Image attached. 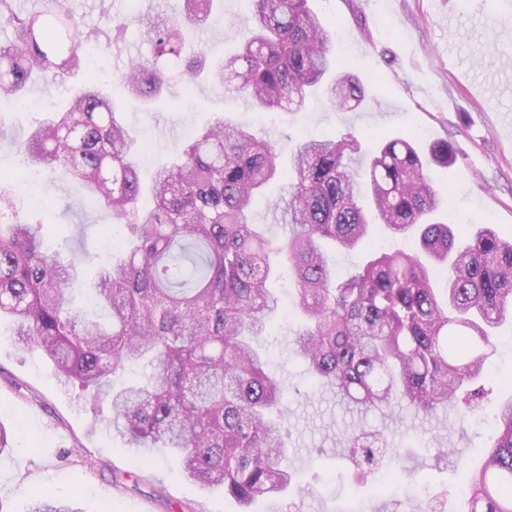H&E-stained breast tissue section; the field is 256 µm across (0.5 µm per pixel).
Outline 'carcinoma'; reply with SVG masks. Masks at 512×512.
<instances>
[{
	"mask_svg": "<svg viewBox=\"0 0 512 512\" xmlns=\"http://www.w3.org/2000/svg\"><path fill=\"white\" fill-rule=\"evenodd\" d=\"M38 2L23 11L0 0V98L19 105L35 78L65 82L99 42L64 0ZM249 2L251 37L208 68L203 52L188 57L184 30L207 23L220 3L185 0L183 20L150 27L151 60H131L124 87L152 102L169 86V66L183 62L185 82L206 71L261 112H298L317 91L338 112L363 103V84L336 56L309 0ZM105 86L88 78L15 149L30 166L81 181L87 198L120 220V257L99 266L92 288L107 320L75 304L70 285L81 262L45 252L46 223L17 217L2 190L0 317L13 319L17 343L40 350L63 381L109 405L127 445L145 456L168 450L188 479L223 488L242 512L288 492L284 384L254 346L279 311L271 288L279 268L303 319L293 353L348 410L396 405L432 415L451 407L464 420L478 407L492 333L512 317V237L492 225L461 235L436 220L445 198L431 169L455 163L450 142L424 154L411 132H350L285 152L218 118L176 144L145 188L135 142ZM364 154L367 163L355 164ZM273 181L286 182L269 203L286 225L281 238L253 219L254 201ZM375 224L416 235L417 250L376 253L336 275L324 244L360 249ZM131 361L146 364L145 380L114 388ZM493 415L492 444L455 460L468 485L461 512H512V397ZM348 449L369 475L398 454L381 431L352 434ZM30 512L81 510L37 491Z\"/></svg>",
	"mask_w": 512,
	"mask_h": 512,
	"instance_id": "obj_1",
	"label": "carcinoma"
}]
</instances>
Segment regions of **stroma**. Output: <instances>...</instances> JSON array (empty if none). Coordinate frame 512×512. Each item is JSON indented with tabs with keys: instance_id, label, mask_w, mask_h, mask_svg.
<instances>
[{
	"instance_id": "stroma-1",
	"label": "stroma",
	"mask_w": 512,
	"mask_h": 512,
	"mask_svg": "<svg viewBox=\"0 0 512 512\" xmlns=\"http://www.w3.org/2000/svg\"><path fill=\"white\" fill-rule=\"evenodd\" d=\"M318 15L336 30L335 51L349 59L364 84L363 106L336 112L325 101L310 100L297 116L259 117L223 88L202 82L186 88L172 82L167 98L144 110L121 85L112 99L124 111L133 135L144 143L143 175L180 140L216 118L246 127L256 137L284 145L288 140L348 131L390 136L416 131L420 149L448 140L457 155L449 167L432 170L444 194L445 219L461 231L481 224L512 233V5L506 0H312ZM84 29L108 30L125 22L120 48H103L102 66L121 73L132 58L150 59V22L176 20L182 0H69ZM221 16L191 47L223 55L248 36L252 18L243 0H223ZM33 107L20 111L0 102V186L14 188L29 217L43 216L51 233L50 250L87 256L78 287H89L99 265L117 245L107 244L102 227L112 215L87 207L81 182L60 172L42 171L26 179V163L14 141L27 137L46 107L62 102L58 85L32 86ZM297 329L293 314L279 317L258 344L267 372L286 388L282 409L290 431L287 463L298 480L279 501L257 500L253 512H370L373 484L358 483L344 447L360 428L383 430L400 454L385 460L384 473H403L399 512H412V494L435 497L455 488L460 474L446 461L447 451L471 458L491 436L484 409L468 421L456 411L435 417L397 407L349 412L330 392L315 386L290 344ZM486 361L499 379L495 394L512 395V320L496 329ZM0 425L17 442L0 454V507L29 512L33 489L76 498L82 512H238L223 490L188 480L179 464L163 452L142 456L124 447L108 416L63 385L53 363L41 353L21 349L8 321H0Z\"/></svg>"
}]
</instances>
